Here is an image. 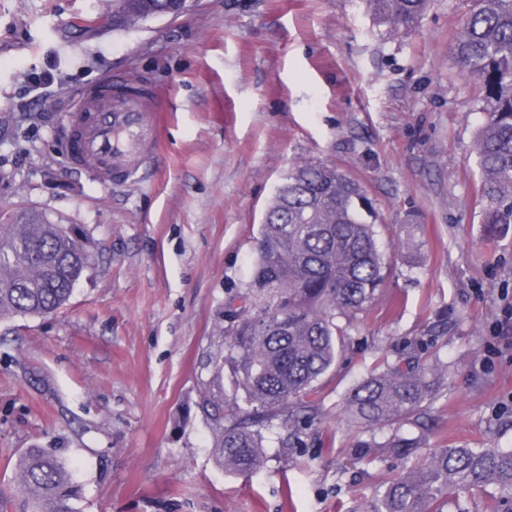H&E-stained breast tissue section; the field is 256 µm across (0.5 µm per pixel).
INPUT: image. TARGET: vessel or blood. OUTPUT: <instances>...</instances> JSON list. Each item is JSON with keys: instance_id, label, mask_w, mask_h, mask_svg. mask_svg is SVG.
I'll return each mask as SVG.
<instances>
[{"instance_id": "b4317fda", "label": "vessel or blood", "mask_w": 512, "mask_h": 512, "mask_svg": "<svg viewBox=\"0 0 512 512\" xmlns=\"http://www.w3.org/2000/svg\"><path fill=\"white\" fill-rule=\"evenodd\" d=\"M162 113L129 88L105 83L80 96L68 137V151L76 170L98 183L126 181L143 172L155 147V131Z\"/></svg>"}]
</instances>
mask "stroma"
<instances>
[{"instance_id": "stroma-1", "label": "stroma", "mask_w": 512, "mask_h": 512, "mask_svg": "<svg viewBox=\"0 0 512 512\" xmlns=\"http://www.w3.org/2000/svg\"><path fill=\"white\" fill-rule=\"evenodd\" d=\"M466 9L429 0L391 34L365 0H194L127 28L103 0H0V222L36 214L95 245L65 307L0 323V512H29L14 470L33 446L70 462V512H367L411 462L385 449L388 427L357 461L367 435L343 399L378 356L428 338L448 372L400 430L428 451L512 448V224H483L481 87L450 54ZM109 77L168 111L147 176L104 187L69 165L64 129ZM304 163L362 185L390 269L302 443L268 433L264 467L239 473L217 463L205 409L227 385L224 301ZM409 224L417 245L399 248Z\"/></svg>"}]
</instances>
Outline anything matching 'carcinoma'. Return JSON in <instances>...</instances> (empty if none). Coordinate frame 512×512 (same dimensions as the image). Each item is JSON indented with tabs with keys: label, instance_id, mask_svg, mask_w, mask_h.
Returning <instances> with one entry per match:
<instances>
[{
	"label": "carcinoma",
	"instance_id": "1",
	"mask_svg": "<svg viewBox=\"0 0 512 512\" xmlns=\"http://www.w3.org/2000/svg\"><path fill=\"white\" fill-rule=\"evenodd\" d=\"M394 31L409 28L427 0H365ZM451 54L460 73L482 86L486 121L475 140L484 224H512V0H469ZM146 10L128 26L174 16L176 0H136ZM374 212L361 186L334 167L303 164L277 189L262 224L250 282L224 305V357L230 390L209 400L220 434L222 467L247 472L266 463L264 431L279 422V447L302 442L319 410L320 379L350 330L376 299L388 266ZM88 237L64 224L17 219L0 224V322L55 313L91 265ZM448 366L402 353L382 355L347 393L344 412L370 433L433 401L434 378ZM402 458L421 439L399 431L385 442ZM18 487L31 512H66L75 496L65 460L47 448L17 459ZM494 490L496 508L512 512V448H438L375 493L369 512H443L465 489Z\"/></svg>",
	"mask_w": 512,
	"mask_h": 512
}]
</instances>
